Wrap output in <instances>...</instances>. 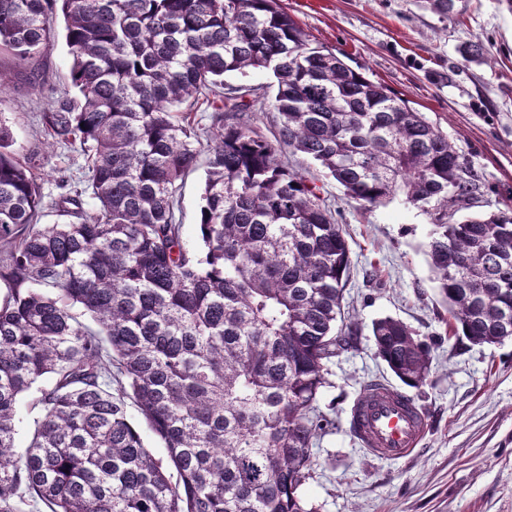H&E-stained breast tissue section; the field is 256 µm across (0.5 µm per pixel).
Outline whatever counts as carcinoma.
Wrapping results in <instances>:
<instances>
[{
	"label": "carcinoma",
	"mask_w": 512,
	"mask_h": 512,
	"mask_svg": "<svg viewBox=\"0 0 512 512\" xmlns=\"http://www.w3.org/2000/svg\"><path fill=\"white\" fill-rule=\"evenodd\" d=\"M57 11L77 98L41 121L50 145L80 147L88 179L45 203L0 126V512H315L301 489L325 429L317 402L359 327L341 318L347 233L278 146L351 199L402 195L432 217L433 281L473 345L512 340V214L448 222L478 189L456 146L310 46L279 0H0V52L24 64L49 47ZM248 69L275 79L273 141L252 126L258 89L224 84ZM202 157L191 254L176 197ZM47 209L63 221L41 223ZM371 333L420 387L429 345L389 316ZM24 395L36 417L20 448Z\"/></svg>",
	"instance_id": "obj_1"
}]
</instances>
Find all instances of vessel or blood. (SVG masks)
Returning <instances> with one entry per match:
<instances>
[{
	"label": "vessel or blood",
	"instance_id": "1",
	"mask_svg": "<svg viewBox=\"0 0 512 512\" xmlns=\"http://www.w3.org/2000/svg\"><path fill=\"white\" fill-rule=\"evenodd\" d=\"M428 416L414 399L387 384L365 385L349 411L351 434L373 456L397 460L422 443Z\"/></svg>",
	"mask_w": 512,
	"mask_h": 512
}]
</instances>
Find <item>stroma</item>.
Here are the masks:
<instances>
[{"label":"stroma","mask_w":512,"mask_h":512,"mask_svg":"<svg viewBox=\"0 0 512 512\" xmlns=\"http://www.w3.org/2000/svg\"><path fill=\"white\" fill-rule=\"evenodd\" d=\"M310 43L386 85L447 134L478 177L479 189L454 219L512 207V8L506 0H455L453 12L430 0H282ZM43 53L21 64L0 53V123L17 158L34 164L44 194L63 174H85L80 150L48 148L44 108L72 98V64L61 16ZM477 44L478 59L465 50ZM51 82L35 91L32 75ZM225 84L259 87L254 124L276 134L273 79L268 72L229 73ZM203 170L180 190L185 248L198 251ZM316 185L349 234L351 269L343 316L361 328L356 348L335 358L318 401L330 422L314 450L302 495L317 512H512V341L473 346L448 335L445 305L425 254L431 218L397 197L370 206L345 196L334 180ZM391 316L432 347L425 383L409 394L430 425L421 448L395 461L367 453L351 436L349 408L372 379L397 385L375 355L371 324Z\"/></svg>","instance_id":"1"}]
</instances>
